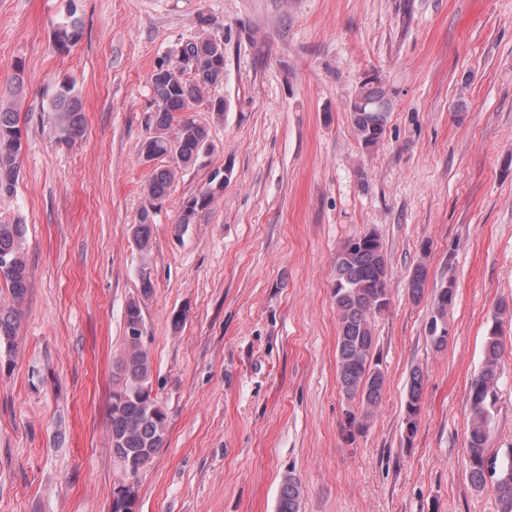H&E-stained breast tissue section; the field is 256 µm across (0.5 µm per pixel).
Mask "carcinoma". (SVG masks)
Returning a JSON list of instances; mask_svg holds the SVG:
<instances>
[{
	"label": "carcinoma",
	"mask_w": 512,
	"mask_h": 512,
	"mask_svg": "<svg viewBox=\"0 0 512 512\" xmlns=\"http://www.w3.org/2000/svg\"><path fill=\"white\" fill-rule=\"evenodd\" d=\"M81 24L71 18L54 31L56 45L64 49L80 37ZM224 79V41L214 42L198 37L185 41L172 60H160L149 80L157 110L154 113L155 135L142 144V153L151 159L172 158L174 165L157 168L145 187L152 200L165 196L176 175V169L194 164L207 148V124L190 116L205 104L213 117H223L224 104L209 99L211 87ZM352 106V122L358 138L373 146L385 133L388 115L386 93L370 88L360 91ZM49 114L56 140L70 144L83 132L84 116L73 87L61 86L50 102ZM22 164L21 130L15 103L0 98V199L11 197L20 177ZM224 180L215 172L207 186L187 202L178 223H192L195 214L207 208ZM133 237L141 251H149V214L132 227ZM25 225L0 222V288L8 290L11 299L21 301L28 289V262L24 248ZM428 269L418 264L409 278L412 300H421ZM388 266L379 235L367 232L351 238L337 252L333 298L338 317L336 344L337 379L349 402L358 401L355 410L345 415L348 435L355 437L368 429L380 405L386 386V374L374 353L373 321L389 305ZM454 300V283L439 288L433 301L429 326L430 343L440 351L448 346V306ZM143 322L141 302L131 300L125 311V355L119 361V385L112 391L109 410L112 455L124 478L112 490V512H136L138 477L150 465L162 447L167 417L153 395V366L144 342L128 334ZM19 328L15 308L0 305V356L13 351ZM502 344L496 330H491L484 345L482 369L469 386L470 421L467 436L469 477L478 489L486 486L484 461L488 456L486 429L489 408L495 396L499 377ZM424 374L411 370L409 389L402 419L406 443H412L417 432L423 397ZM499 512H512V462L500 470L493 484ZM303 493L301 482L286 474L280 484L277 512H299Z\"/></svg>",
	"instance_id": "1"
}]
</instances>
